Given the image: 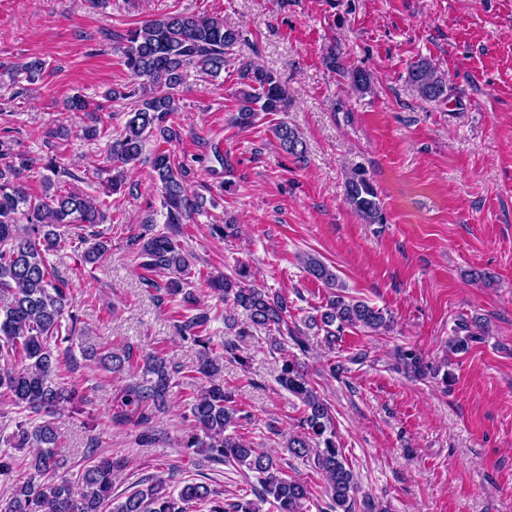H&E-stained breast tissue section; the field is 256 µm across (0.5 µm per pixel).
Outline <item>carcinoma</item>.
<instances>
[{
  "label": "carcinoma",
  "instance_id": "obj_1",
  "mask_svg": "<svg viewBox=\"0 0 512 512\" xmlns=\"http://www.w3.org/2000/svg\"><path fill=\"white\" fill-rule=\"evenodd\" d=\"M124 65L136 80L129 90L109 91L112 99H135L122 130L107 146L112 162L111 191L121 188L123 173L142 159L146 143L155 140L151 157L152 180L160 191L161 206L166 209L165 223L183 224L191 218L198 201L186 189L187 165L172 149L180 131L168 123L179 112L172 90L179 86L190 68L217 78L235 63L234 48L243 41V32L220 17L189 13H171L149 19L122 38ZM239 88L229 123L243 131L254 127L260 114L286 112L290 107L288 89L278 76L252 64L237 67ZM350 84L358 92L371 87V75L364 70L349 73ZM408 81L420 99L436 102L447 96L444 73L428 59L410 64ZM270 132L280 149L299 159L306 144L299 131L281 120ZM345 201L367 224H385L387 219L376 187L367 176L354 171L344 186ZM106 203L60 188L51 196L34 197L11 164L0 168V396L21 410L36 413L64 408L76 399L84 400L75 386L59 382L60 361L51 345L70 340L60 335L62 321H70L75 332L79 318L73 311L68 284L59 279L47 254L71 244L67 229L71 226L93 228L102 223ZM140 267L148 273L170 274L164 284L153 280L148 285L169 298L179 299L183 314L178 325L180 335L201 347L195 372L207 380L190 407L191 430L182 440L184 448L194 449L199 459L229 465L242 473L250 472L257 484L254 498L241 497L224 503L219 493L204 484H186L178 495L167 491L160 478L146 491H138L121 502L112 498V473L120 462L109 455L89 451L90 465L79 482L60 474L64 459L57 448L60 433L50 420L29 427L19 422L3 442L12 448H31L23 460L0 456V477L11 480V487L0 495V512H187L196 501H210L209 512H260L268 503L275 512H308L312 499L310 486L288 476L268 452L256 448L241 436L225 434L235 424L240 409L232 393L216 381L223 363L245 368L248 358L241 354L239 339L257 331L272 341H292L306 351V333L290 326L291 304L288 296L271 293L250 283V272L236 271L237 277L210 275L211 290L220 295L224 305L242 310L246 321L224 317V325L234 331V338L224 340L223 353H213L209 336V311L201 306L188 288L190 260L183 247L169 232L140 235L135 238ZM87 245L83 259L100 260L109 251V239L100 233L81 237ZM306 273L329 290L319 316L305 320L307 328L324 330L332 345L347 329H361L384 334L392 330L393 320L383 308L345 294L337 274L315 256L303 259ZM480 322L461 320L448 340L455 353H465L479 340ZM282 364L277 383L302 404L297 430L288 438L291 453L306 460L320 475L325 489L318 512H382L380 505L366 496L358 497L357 478L337 441L335 417L331 405L312 386L304 366L294 354L282 349ZM105 370L116 373L133 366L131 352L112 353L90 348ZM396 368L409 377L424 379L438 376L431 365L413 348L394 352ZM143 378L124 389L120 405L112 413L117 425L141 428L139 441H152V410L164 406L172 387L175 370L157 353L143 356Z\"/></svg>",
  "mask_w": 512,
  "mask_h": 512
}]
</instances>
